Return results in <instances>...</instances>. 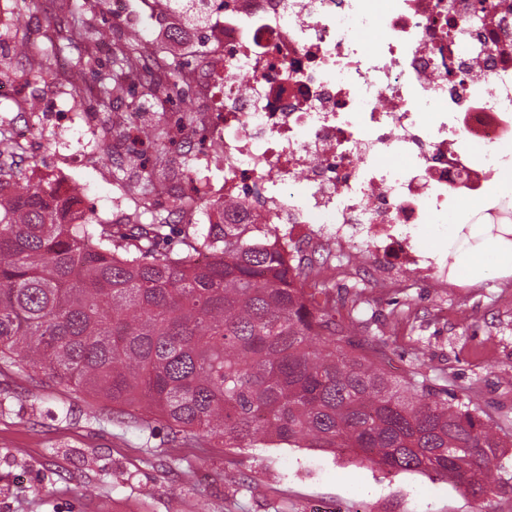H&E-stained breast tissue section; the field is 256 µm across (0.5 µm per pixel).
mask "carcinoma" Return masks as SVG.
<instances>
[{"label": "carcinoma", "mask_w": 512, "mask_h": 512, "mask_svg": "<svg viewBox=\"0 0 512 512\" xmlns=\"http://www.w3.org/2000/svg\"><path fill=\"white\" fill-rule=\"evenodd\" d=\"M69 35L21 46L28 76L70 54L82 72L101 41L92 18L70 11ZM95 102L104 112L136 90L165 87L159 59L133 32L112 40ZM164 159L169 131L142 129ZM81 189L60 202L51 185L0 178V363L42 371L117 409L146 402L183 439L226 448H313L388 473L435 475L472 495L487 492L506 443L477 409L448 401L417 361L400 380L357 342L356 321L336 320L328 289L288 274L251 233L256 224H211L176 251L171 221L143 199L127 224H74ZM204 249L205 266L194 262Z\"/></svg>", "instance_id": "1"}]
</instances>
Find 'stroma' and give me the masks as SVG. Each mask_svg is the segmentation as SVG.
<instances>
[{"label":"stroma","mask_w":512,"mask_h":512,"mask_svg":"<svg viewBox=\"0 0 512 512\" xmlns=\"http://www.w3.org/2000/svg\"><path fill=\"white\" fill-rule=\"evenodd\" d=\"M68 9L55 0L0 29L10 80L40 111L71 108L70 85L27 78L19 32L65 36ZM95 215L132 213L122 172L88 163L80 172ZM326 283L340 317L360 292L356 340H386L383 367L401 377L415 359L433 384L472 403L501 428L509 446L496 482L480 497L435 476L384 474L309 448L227 449L205 437L171 441L136 424L135 403L121 416L44 373L0 365V512H512V276L437 287L407 275L402 288L369 274Z\"/></svg>","instance_id":"1"}]
</instances>
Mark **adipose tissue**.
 <instances>
[{
	"label": "adipose tissue",
	"mask_w": 512,
	"mask_h": 512,
	"mask_svg": "<svg viewBox=\"0 0 512 512\" xmlns=\"http://www.w3.org/2000/svg\"><path fill=\"white\" fill-rule=\"evenodd\" d=\"M436 240L453 254L458 275L471 279L512 275L511 224L495 230L487 224H452L439 228Z\"/></svg>",
	"instance_id": "obj_1"
}]
</instances>
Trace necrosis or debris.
Instances as JSON below:
<instances>
[{
	"mask_svg": "<svg viewBox=\"0 0 512 512\" xmlns=\"http://www.w3.org/2000/svg\"><path fill=\"white\" fill-rule=\"evenodd\" d=\"M111 5L124 27L151 22L155 42L204 45L182 87L195 107L168 125L189 163L157 202H235L209 223L243 214L291 267L303 242L441 287L448 261L419 225L464 204L470 223H512V197L494 191L512 171V0H210L199 35L155 0ZM46 128L103 136L91 113L54 112L11 139Z\"/></svg>",
	"mask_w": 512,
	"mask_h": 512,
	"instance_id": "4bbe7bcc",
	"label": "necrosis or debris"
}]
</instances>
